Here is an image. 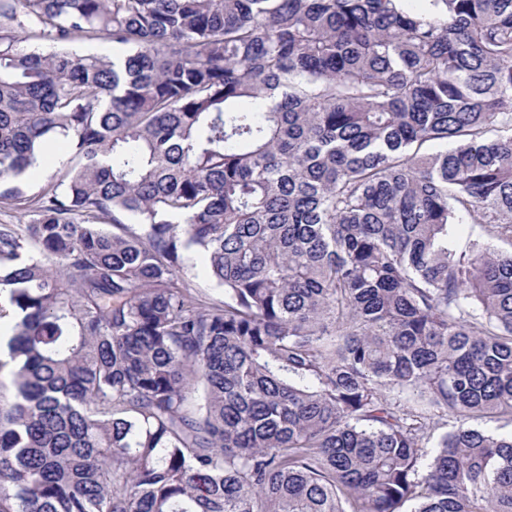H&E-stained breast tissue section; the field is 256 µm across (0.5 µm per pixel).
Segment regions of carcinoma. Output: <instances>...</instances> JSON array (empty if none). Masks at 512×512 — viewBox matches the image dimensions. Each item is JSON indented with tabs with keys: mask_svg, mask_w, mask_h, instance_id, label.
Masks as SVG:
<instances>
[{
	"mask_svg": "<svg viewBox=\"0 0 512 512\" xmlns=\"http://www.w3.org/2000/svg\"><path fill=\"white\" fill-rule=\"evenodd\" d=\"M419 2L0 0V203L78 158L0 224V512H512V252L448 240H512V0ZM53 151V160H51L48 165L44 166L36 177H27L25 179L22 186L25 198L35 196L48 182L57 181L64 173L65 169L76 162L67 141L59 140L55 144ZM450 241L452 247L458 253L468 251L474 242L481 243L494 252L512 250L508 241L489 235L485 229V224H456L451 228ZM181 275L190 281L193 288L212 295L218 292L219 287L210 277L207 267L200 258H190Z\"/></svg>",
	"mask_w": 512,
	"mask_h": 512,
	"instance_id": "cac0c4a2",
	"label": "carcinoma"
}]
</instances>
